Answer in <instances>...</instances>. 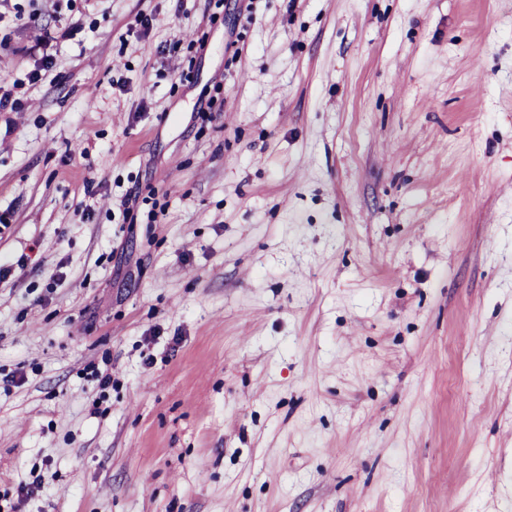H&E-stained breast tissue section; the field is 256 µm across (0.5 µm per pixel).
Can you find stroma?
<instances>
[{
  "label": "stroma",
  "instance_id": "stroma-1",
  "mask_svg": "<svg viewBox=\"0 0 512 512\" xmlns=\"http://www.w3.org/2000/svg\"><path fill=\"white\" fill-rule=\"evenodd\" d=\"M233 4L0 0V512H512V0Z\"/></svg>",
  "mask_w": 512,
  "mask_h": 512
}]
</instances>
